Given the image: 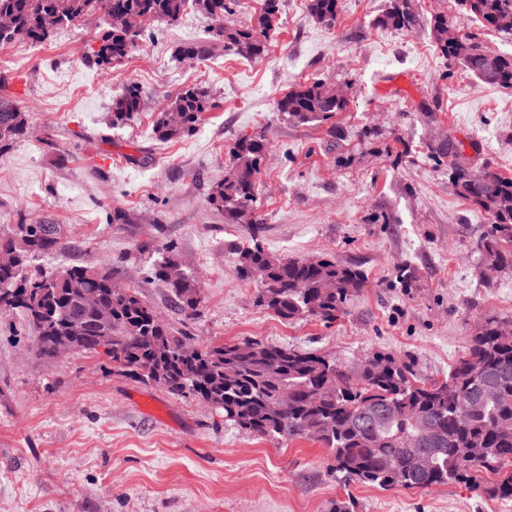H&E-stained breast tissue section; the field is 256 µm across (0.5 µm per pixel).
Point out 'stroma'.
<instances>
[{
  "mask_svg": "<svg viewBox=\"0 0 512 512\" xmlns=\"http://www.w3.org/2000/svg\"><path fill=\"white\" fill-rule=\"evenodd\" d=\"M389 3L342 0L326 26L308 0H281L268 51L252 60L218 50L201 64L176 62L181 45L212 34L211 20L192 11L147 25L110 74L85 63L96 32L82 25L41 45H0V99L27 112L31 126L0 158V231L22 219L59 225L61 248L41 265L111 269L198 342L257 339L348 366L380 350L441 379L481 316L512 320V269L485 270L477 242L488 217L455 194L428 146L449 136L478 143L480 161L512 176V91L481 84L437 49L430 19L454 13L455 0H414L421 23L410 33L378 25ZM315 78L347 99L334 118L344 139L276 110ZM129 85L142 92L141 111L112 127V100ZM196 85L214 108L191 134L160 143L159 108ZM373 126L383 142L362 141ZM260 130L266 248L332 255L368 279L333 324L290 323L258 307L256 284L234 267L233 247L248 231L208 203L236 137ZM116 208L129 223H113ZM149 238L174 244L196 272V319L184 321L166 289L138 274L137 246ZM31 346L22 319L0 314V512H329L348 497L357 512H512V500L463 484L343 486L320 442L242 433L222 411L140 383L105 357L43 360Z\"/></svg>",
  "mask_w": 512,
  "mask_h": 512,
  "instance_id": "stroma-1",
  "label": "stroma"
}]
</instances>
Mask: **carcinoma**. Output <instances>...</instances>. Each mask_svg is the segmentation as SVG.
<instances>
[{"label": "carcinoma", "instance_id": "carcinoma-1", "mask_svg": "<svg viewBox=\"0 0 512 512\" xmlns=\"http://www.w3.org/2000/svg\"><path fill=\"white\" fill-rule=\"evenodd\" d=\"M236 0H0V44L46 42L60 26H78L99 18L98 49L85 61L111 69L136 47L147 22L178 21L187 9L208 18L231 12ZM459 15L435 14L431 32L448 61L461 64L486 85L512 91V55L489 53L480 34L465 30L462 17L512 36L499 21L512 17V0H458ZM340 0H309L311 16L331 25ZM280 0H264L255 21L238 27L221 25L206 42L183 47L179 62L201 61L220 47L244 58H260L274 34ZM378 23L411 32L419 24L413 0H390ZM456 38L448 39V31ZM141 91L125 87L112 101V125L133 120L140 112ZM347 100L330 92L320 79L288 91L277 111L295 124H322L345 110ZM213 108L208 91L179 92L157 113L154 131L162 142L192 131ZM29 133L28 115L0 102V157ZM268 149L255 133L238 139L232 165L216 183L208 203L227 224L246 225L250 239L236 246L235 270L260 287L258 303L284 320L315 317L332 322L347 300L366 286L362 272L327 255L310 262L271 253L261 240L255 215L257 186ZM430 157L448 166V181L462 199L480 207L491 221L477 249L486 264L512 268V178L484 163L472 164L464 144L448 137L429 147ZM60 248L58 226L20 220L0 231V251L19 258L0 267V302L20 313L35 332L36 354L60 357L56 345L67 325L85 324L76 352L103 354L131 377L156 384L178 397L203 401L224 412V424L240 432L282 442L307 436L329 449L330 469L342 482L381 489H424L464 483L478 493L512 499V334L495 314L482 317L468 350L440 381L419 378L411 362L373 350L355 366L288 346L247 340L200 345L186 324L158 319L152 304L137 289L112 280V272L88 265L44 271L38 259ZM146 278L159 283L172 302L193 319L202 302L201 287L189 265L167 245L139 246ZM112 307V339L97 333L94 312L77 298L72 282ZM426 422L428 464L419 467L411 447Z\"/></svg>", "mask_w": 512, "mask_h": 512}]
</instances>
